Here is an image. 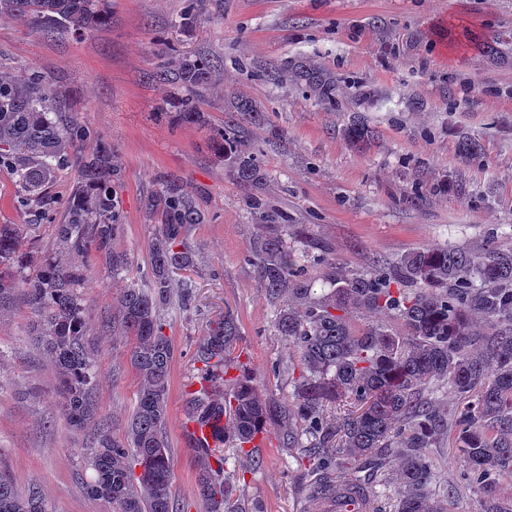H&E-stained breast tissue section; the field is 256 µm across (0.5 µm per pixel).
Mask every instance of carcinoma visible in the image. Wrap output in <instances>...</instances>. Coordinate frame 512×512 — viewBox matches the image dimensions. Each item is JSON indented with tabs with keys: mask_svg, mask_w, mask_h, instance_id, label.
<instances>
[{
	"mask_svg": "<svg viewBox=\"0 0 512 512\" xmlns=\"http://www.w3.org/2000/svg\"><path fill=\"white\" fill-rule=\"evenodd\" d=\"M0 15L29 18L49 31L83 36L110 19L108 0H0ZM488 57L512 58V41L474 39ZM302 81L317 101L336 106V79L303 61L273 65L268 76ZM156 78L185 91L218 81L206 57L168 54ZM53 91L35 74L0 71V167L10 169L29 205L46 204V190L70 152L83 147L90 132L53 108ZM186 123L203 125L197 100L177 98ZM230 117L210 137L230 176L247 190L244 202L258 220L252 257L270 299L279 302L275 327L298 353L292 401L263 397L254 378L242 372L220 389L238 326L230 314L212 321L195 360L202 364L200 390L189 419L211 429L213 442L197 440L192 452L205 460L197 492L210 512H224L232 485L218 467L206 463L212 444L253 442L259 434L283 432L288 444L301 443L299 428L318 436L309 465L322 473L318 491L351 481L367 456L395 458L388 483L397 512H449L433 493L435 468L426 449L448 440V453L471 475L476 512H512V492L496 481L512 472V245L480 252L423 247L403 254L391 273L348 275L332 271L316 295L301 279L299 256L277 231L280 214L265 198L268 174L245 145L246 126H259L262 111L236 99ZM352 141L374 137L358 121L345 130ZM112 147L96 142L82 161L66 202L57 238L65 261L47 258L28 273L34 260L22 225L0 224V312L13 307L17 290L36 317L35 340L54 364V392L71 431L87 435L83 448L87 494L109 512H177L173 498L174 459L167 433L168 392L173 358L161 312L173 290V270L189 263L185 229L203 217L176 179L161 184L147 207L160 220L150 245L146 284L131 282L118 298V315L102 331L120 325L135 338L130 364L140 379L137 403L123 434L99 413L96 339L88 328L85 300L78 288L93 252L112 275L126 272L130 254L115 240L121 231ZM446 386L458 399L448 408L433 396ZM338 411L336 418L329 410ZM143 466L140 473L134 469ZM0 512H49L43 490L32 485L19 494L0 475Z\"/></svg>",
	"mask_w": 512,
	"mask_h": 512,
	"instance_id": "carcinoma-1",
	"label": "carcinoma"
}]
</instances>
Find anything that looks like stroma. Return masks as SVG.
<instances>
[{"mask_svg":"<svg viewBox=\"0 0 512 512\" xmlns=\"http://www.w3.org/2000/svg\"><path fill=\"white\" fill-rule=\"evenodd\" d=\"M112 19L76 38L47 33L28 20L0 18V67L46 78L61 111L111 145L123 231L117 247L133 263L112 278L98 257L88 260L79 291L96 335L99 407L123 433L137 401L130 364L133 337L101 332L127 280L144 281L149 244L159 222L146 203L161 180L174 177L193 195L203 221L189 225L193 262L175 271L164 309L174 358L169 382L168 438L175 461L178 512H209L197 494L199 462L183 435L191 392L198 389L196 347L209 323L232 314L233 343L262 395L287 402L297 354L274 322L251 259L256 220L224 160L208 145L233 98L251 100L267 125L247 142L266 169L268 199L288 224L286 242L302 254L314 286L332 269L391 272L420 247L480 250L512 244V60L496 61L464 47L463 28L512 37V0H204L208 22L176 28L190 0H110ZM220 62L223 77L200 90L205 125L178 120L172 87L153 78L165 51ZM310 62L336 77L335 108L318 104L291 79L270 80V65ZM376 131L357 147L343 136L355 118ZM280 130V146L270 141ZM478 141L476 159L460 157L462 138ZM76 164L60 168L46 214L23 205L12 172L0 168V224H21L38 257H59L57 238ZM422 196L420 205L412 197ZM34 317L16 300L0 318V473L17 490L41 486L51 512H107L82 487L84 436L71 432L53 396L55 369L34 346ZM231 503L243 512H306L319 473L308 448L268 436L248 454L220 446ZM438 494L454 496V512H474L476 495L463 463L447 446L430 449ZM392 458L365 459L356 474L374 490L375 512H394L385 482Z\"/></svg>","mask_w":512,"mask_h":512,"instance_id":"1","label":"stroma"}]
</instances>
